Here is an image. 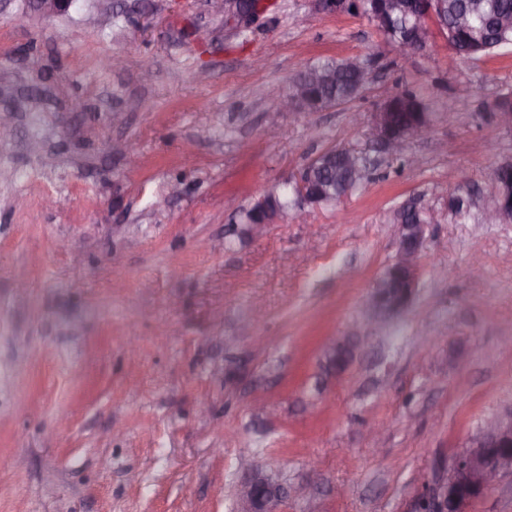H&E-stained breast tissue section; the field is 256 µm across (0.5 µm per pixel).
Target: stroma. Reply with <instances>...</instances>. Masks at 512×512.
<instances>
[{
    "label": "stroma",
    "instance_id": "1",
    "mask_svg": "<svg viewBox=\"0 0 512 512\" xmlns=\"http://www.w3.org/2000/svg\"><path fill=\"white\" fill-rule=\"evenodd\" d=\"M272 2L242 35L208 0H73L54 16L0 0V512H235L244 458L312 485L323 512H411L438 463L512 414V223L482 219L512 163V129L488 110L512 52L464 58L439 34L406 56L362 16ZM347 56L371 62L360 99L277 112L310 65ZM405 83L433 119L409 165L383 159L335 206L203 248L319 153L364 146ZM407 200L434 219L411 301L377 320L365 302ZM263 336L275 344L254 353ZM335 336L355 344L331 376Z\"/></svg>",
    "mask_w": 512,
    "mask_h": 512
}]
</instances>
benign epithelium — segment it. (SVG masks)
I'll list each match as a JSON object with an SVG mask.
<instances>
[{"label": "benign epithelium", "instance_id": "obj_1", "mask_svg": "<svg viewBox=\"0 0 512 512\" xmlns=\"http://www.w3.org/2000/svg\"><path fill=\"white\" fill-rule=\"evenodd\" d=\"M210 4L215 12L224 15V25L235 31L250 29L262 19L259 12L238 10L232 0H210ZM437 25L436 12L431 7L416 15L409 37L399 51L410 56L423 52L430 44ZM431 126L430 112L422 114L411 128L400 131L395 127L394 113L376 111L367 121L365 140L368 148L394 157L404 150L408 139L426 136ZM283 190L290 191L304 204L310 203V168L285 181ZM273 197L270 192L259 197L246 211V235L261 237L276 223L274 219L257 221L258 217L269 212ZM486 218L490 222H512V164L501 166L495 204L486 213ZM425 230L424 224L394 225L398 247L392 273L380 280L376 291L366 302L368 309L377 312L384 306L399 311L408 304L416 288ZM353 340L352 336H344L326 348L323 358L331 371L338 370L336 350H350ZM242 470L244 477L238 485V512H273V506L282 499L290 495L306 498L311 493L307 485L288 489L252 463H242ZM506 475L512 476V415L489 422L461 453L439 469L422 487L412 512H468L475 499Z\"/></svg>", "mask_w": 512, "mask_h": 512}]
</instances>
